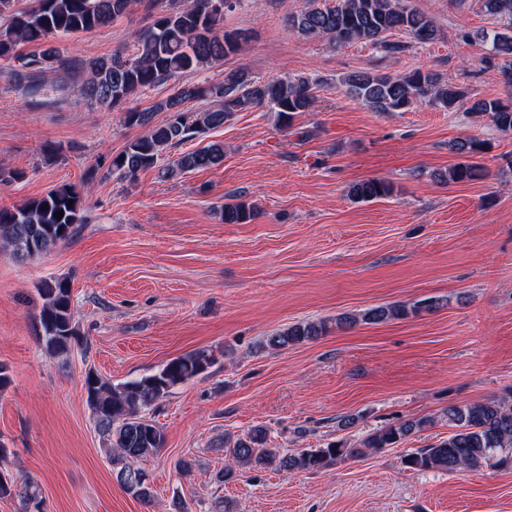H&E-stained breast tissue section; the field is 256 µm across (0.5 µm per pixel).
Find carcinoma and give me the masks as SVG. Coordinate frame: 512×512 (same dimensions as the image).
Wrapping results in <instances>:
<instances>
[{
  "label": "carcinoma",
  "mask_w": 512,
  "mask_h": 512,
  "mask_svg": "<svg viewBox=\"0 0 512 512\" xmlns=\"http://www.w3.org/2000/svg\"><path fill=\"white\" fill-rule=\"evenodd\" d=\"M31 0L18 6L19 0H0V75L22 74L29 96H42L48 89L64 91L69 85L87 103L115 110L147 89L167 84L186 73L216 67L224 58L239 52L245 35L224 29V14L217 12L212 0ZM404 0H334L323 7H308L287 17L288 27L300 36L326 38L337 46L370 44L387 54L403 51L404 45L388 40V34L400 31L420 44L438 39L439 30L427 14L403 5ZM143 6L150 22L140 30L134 49L115 50L107 57L76 63L64 56L49 41L53 36L91 32L110 26ZM485 11L512 20V0H482ZM36 47L23 52V47ZM491 52L502 59L501 75L511 89L510 100L468 97L467 91L449 76L438 71L414 68L398 75L357 71L344 76L341 84L350 97L379 113L407 112L416 104L428 102L443 111L467 107V111L487 117L504 134H512V35L495 33ZM316 82L304 77L285 76L258 81L248 68L239 66L224 71L218 82L182 83L168 97L144 110L128 109L124 121L129 127L146 129L130 140L124 149L109 159L107 173L130 181L144 170L157 166L167 149L199 138L221 127L234 113L264 108L275 114L283 128L293 126L295 115L317 108ZM207 101L206 109L187 107L194 101ZM157 112L168 118L154 122ZM483 142L455 140L448 150L461 158L439 180L462 183L484 176V169L470 158L482 153ZM224 162V144L182 154L172 164L159 169L160 177L210 169ZM392 193L390 183L365 179L348 187V197L356 202L383 199ZM64 211L62 218L55 217ZM224 223L246 224L256 215L255 205L234 200L221 207ZM84 191L64 184L37 199H29L11 209L0 208V248L9 250L21 262L43 256L69 239L74 225L86 221ZM43 303L39 312L45 350L58 358L69 356L78 343L73 322L71 291L62 279L44 280L37 287ZM432 310L438 303L429 300L412 306L388 304L360 313L336 317V326L350 328L359 323H382L402 319L420 308ZM327 332L323 321L300 322L266 337L263 347L271 350L312 341ZM214 362L204 350L192 351L169 360L158 371L114 385L89 372L85 377L87 403L95 428L102 437L116 479L121 486L144 502H151V484L140 479L144 468L139 462L164 446V433L145 412L159 404L171 390L203 374ZM445 422L448 437L406 454L403 464L410 470L490 471L512 464V407L504 399L489 397L461 405H451L438 417L407 419L382 428L352 448L342 440L296 453H281L268 446V431L255 426L236 438H224L225 465L216 475L227 482L240 470L273 469L284 474L298 471L320 472L338 462L360 458ZM19 496L21 512H43V496L38 484L24 480L22 491L13 493V481L0 469V498Z\"/></svg>",
  "instance_id": "carcinoma-1"
}]
</instances>
